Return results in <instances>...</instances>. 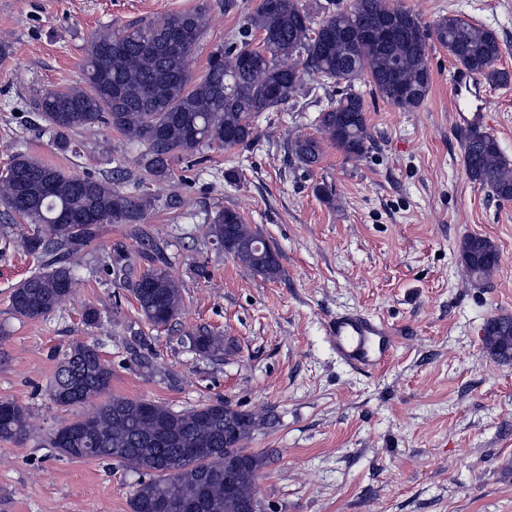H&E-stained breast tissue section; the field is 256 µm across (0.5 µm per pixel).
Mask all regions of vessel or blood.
<instances>
[{
  "instance_id": "b4317fda",
  "label": "vessel or blood",
  "mask_w": 512,
  "mask_h": 512,
  "mask_svg": "<svg viewBox=\"0 0 512 512\" xmlns=\"http://www.w3.org/2000/svg\"><path fill=\"white\" fill-rule=\"evenodd\" d=\"M455 92H467L469 98L456 102L457 120L465 129L481 127L488 98L481 80L468 72H454ZM329 336L336 352L349 365L359 369H375L393 353L396 339L393 330L383 320L359 311L336 316L329 324Z\"/></svg>"
}]
</instances>
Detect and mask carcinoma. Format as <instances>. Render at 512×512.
Segmentation results:
<instances>
[{"instance_id": "obj_1", "label": "carcinoma", "mask_w": 512, "mask_h": 512, "mask_svg": "<svg viewBox=\"0 0 512 512\" xmlns=\"http://www.w3.org/2000/svg\"><path fill=\"white\" fill-rule=\"evenodd\" d=\"M183 26L187 41L174 51L170 32ZM204 10L133 23L120 32L99 30L86 49L83 85L42 91L35 109L55 136L67 142L77 130L108 127L129 143L144 146L138 165L155 183L172 179V165L184 158L194 167L206 161L214 144L248 148L257 138L256 117L280 109L303 90L304 77L316 75L336 87V102L318 115L321 136L289 140L297 166L311 169L329 142L348 159L362 157L372 135L363 96L355 83L365 78L391 105L412 111L431 88L428 41L436 40L461 69L506 84L512 74L495 68L502 54L498 35L460 17L424 24L391 0H330L323 18L313 17L300 0H253L237 30L209 55L206 71L193 77L188 61L206 34ZM262 35L253 44V33ZM463 163L469 180L499 201H512V161L497 140L472 130L464 137ZM149 193L122 191L110 179L68 175L25 154L13 156L0 176V204L32 224L23 248L42 260L14 288L11 312L38 319L75 293L67 263L93 238L98 224H139L155 206ZM207 233L241 265L276 280L279 254L257 226L231 209L215 212ZM461 258L470 276L486 280L500 254L487 237L469 236ZM125 287L149 324L168 325L180 312L179 283L163 268L127 279ZM189 348L203 357L224 351V339L200 329ZM483 344L499 363H512V315L490 317ZM112 366L91 345H73L58 363L51 398L62 407L81 406L107 396L90 412L64 424L49 444L74 459H112L139 474L130 494L131 512H249L255 481L266 457L244 447L262 425L254 414L219 400L190 410L140 398L109 395ZM30 431L28 411L0 401V441L23 439ZM237 476L233 493L226 475Z\"/></svg>"}]
</instances>
